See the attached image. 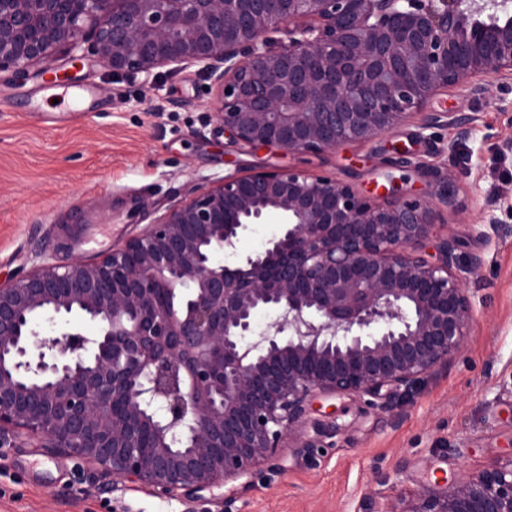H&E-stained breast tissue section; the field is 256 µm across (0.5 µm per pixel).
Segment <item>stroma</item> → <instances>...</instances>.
Here are the masks:
<instances>
[{
	"mask_svg": "<svg viewBox=\"0 0 512 512\" xmlns=\"http://www.w3.org/2000/svg\"><path fill=\"white\" fill-rule=\"evenodd\" d=\"M54 68L70 88L95 86L104 104L70 109L38 97L40 66L0 71V278L50 262L106 254L192 191L265 165L374 189L408 178L420 196L436 186L453 200L437 234L459 242L461 263L480 257L468 286L475 323L463 356L436 370L417 393L385 412L350 396L331 397L338 431L324 451L286 447L281 471H262L238 512H368L371 503L408 500L421 485L451 483L491 464L512 462V109L442 90L431 112L474 114L466 137L423 128L422 114L379 140L322 153L251 149L230 141L211 114L215 95L203 65L172 64L155 77L116 76L95 57ZM410 167L390 168L396 149ZM79 229L59 249L66 227ZM0 512H224L220 503L165 501L139 484L101 481L65 452L19 438L0 463Z\"/></svg>",
	"mask_w": 512,
	"mask_h": 512,
	"instance_id": "stroma-1",
	"label": "stroma"
}]
</instances>
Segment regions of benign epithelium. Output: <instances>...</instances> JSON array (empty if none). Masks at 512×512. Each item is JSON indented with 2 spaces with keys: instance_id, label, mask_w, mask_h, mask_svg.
<instances>
[{
  "instance_id": "benign-epithelium-1",
  "label": "benign epithelium",
  "mask_w": 512,
  "mask_h": 512,
  "mask_svg": "<svg viewBox=\"0 0 512 512\" xmlns=\"http://www.w3.org/2000/svg\"><path fill=\"white\" fill-rule=\"evenodd\" d=\"M60 50L114 74L202 63L234 141L317 153L377 139L450 86L486 99V79L511 86L512 0H0V69L48 67ZM473 120L431 112L422 128L465 136ZM381 189L378 203L257 167L97 260L0 282V459L23 431L114 483L235 512L295 427L315 432L299 447H323L317 399L394 410L463 354L480 259L460 267L456 238L434 235L446 190ZM269 221L280 231L263 250L214 261ZM260 310L275 318L257 333ZM43 319L66 330L42 339ZM380 512H512V464Z\"/></svg>"
}]
</instances>
